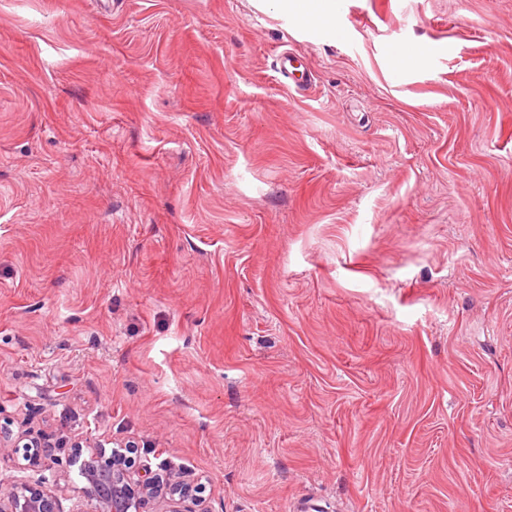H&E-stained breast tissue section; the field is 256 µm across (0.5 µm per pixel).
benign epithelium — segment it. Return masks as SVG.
I'll use <instances>...</instances> for the list:
<instances>
[{
  "mask_svg": "<svg viewBox=\"0 0 512 512\" xmlns=\"http://www.w3.org/2000/svg\"><path fill=\"white\" fill-rule=\"evenodd\" d=\"M37 449V455L48 457L51 445L25 441V435L15 438L0 436V456L18 452V448ZM86 491L98 504V512H142L152 499L161 496L188 497L189 489L174 475L165 476L132 463L131 456L118 449L109 457L93 454L83 469ZM0 512H60L52 491L34 488L26 483L12 484L0 493Z\"/></svg>",
  "mask_w": 512,
  "mask_h": 512,
  "instance_id": "benign-epithelium-1",
  "label": "benign epithelium"
}]
</instances>
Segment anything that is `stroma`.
I'll list each match as a JSON object with an SVG mask.
<instances>
[{"label":"stroma","instance_id":"35a3bbf8","mask_svg":"<svg viewBox=\"0 0 512 512\" xmlns=\"http://www.w3.org/2000/svg\"><path fill=\"white\" fill-rule=\"evenodd\" d=\"M0 430L55 444L0 492L60 512L127 442L202 512H512V0H339L315 34L0 0ZM0 512H60L59 503L51 490L13 483L1 492Z\"/></svg>","mask_w":512,"mask_h":512}]
</instances>
